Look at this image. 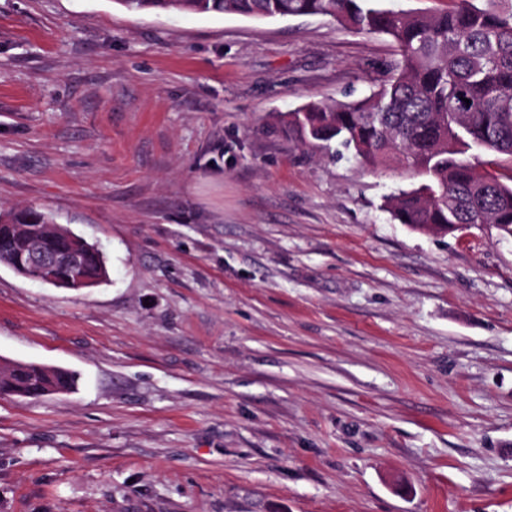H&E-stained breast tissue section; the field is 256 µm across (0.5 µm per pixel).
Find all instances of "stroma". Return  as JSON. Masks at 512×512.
Listing matches in <instances>:
<instances>
[{
    "label": "stroma",
    "mask_w": 512,
    "mask_h": 512,
    "mask_svg": "<svg viewBox=\"0 0 512 512\" xmlns=\"http://www.w3.org/2000/svg\"><path fill=\"white\" fill-rule=\"evenodd\" d=\"M391 39L324 16L0 0V210L105 283L0 264V512H512V239L419 232L402 171L285 131L370 94ZM3 218H6L7 223H16L2 225H5L14 236L18 254L30 265L49 269L75 270L81 259L82 278L89 282L91 285L89 288L107 281L106 257L93 244L86 242L82 257L80 250L69 242L56 253L45 251L44 245L52 249L62 243L48 227L57 224L52 215L39 210L26 209L8 213L0 212V222ZM20 224H39V230L44 235V245L40 234L29 227L18 228ZM77 383V375L66 369L1 358L0 398L64 395L72 392Z\"/></svg>",
    "instance_id": "1"
}]
</instances>
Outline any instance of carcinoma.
Listing matches in <instances>:
<instances>
[{
    "instance_id": "cac0c4a2",
    "label": "carcinoma",
    "mask_w": 512,
    "mask_h": 512,
    "mask_svg": "<svg viewBox=\"0 0 512 512\" xmlns=\"http://www.w3.org/2000/svg\"><path fill=\"white\" fill-rule=\"evenodd\" d=\"M128 12L232 13L268 19L322 15L360 33L388 36L400 60L395 73L362 100L307 105L287 125L308 143L333 140L361 164L399 163L418 187L388 198L391 217L415 231L491 224L512 238V185L487 169L482 155L512 158V0H458L450 10L387 9L382 0H115ZM37 224L50 249L61 241L54 217L31 209L0 212V220ZM82 278L107 281L106 257L86 244ZM77 375L35 362H0V398L72 392Z\"/></svg>"
}]
</instances>
